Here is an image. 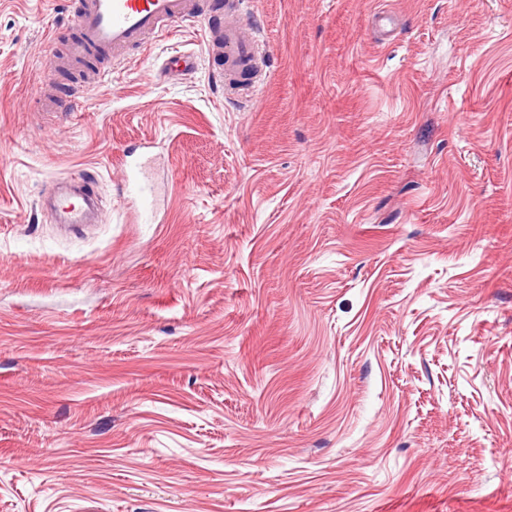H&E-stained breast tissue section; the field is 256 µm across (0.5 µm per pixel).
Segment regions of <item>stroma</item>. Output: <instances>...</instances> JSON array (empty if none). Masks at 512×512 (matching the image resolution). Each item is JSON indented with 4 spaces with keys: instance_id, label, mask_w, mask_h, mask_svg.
Listing matches in <instances>:
<instances>
[{
    "instance_id": "stroma-1",
    "label": "stroma",
    "mask_w": 512,
    "mask_h": 512,
    "mask_svg": "<svg viewBox=\"0 0 512 512\" xmlns=\"http://www.w3.org/2000/svg\"><path fill=\"white\" fill-rule=\"evenodd\" d=\"M245 21L252 96L196 23L69 116L73 30L0 0V512H512V0ZM88 172L64 237L39 200Z\"/></svg>"
}]
</instances>
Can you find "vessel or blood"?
Segmentation results:
<instances>
[{"label":"vessel or blood","mask_w":512,"mask_h":512,"mask_svg":"<svg viewBox=\"0 0 512 512\" xmlns=\"http://www.w3.org/2000/svg\"><path fill=\"white\" fill-rule=\"evenodd\" d=\"M69 24L76 31L68 54L76 60L112 61L146 49L151 38L169 34L174 24L202 22L210 52L224 58L213 69L215 82L231 83L232 72L249 67L260 55L257 39L243 20L240 0H226L223 11L202 13L198 0H68ZM92 178L72 191L51 190L54 213L65 224H87L94 218Z\"/></svg>","instance_id":"vessel-or-blood-1"}]
</instances>
